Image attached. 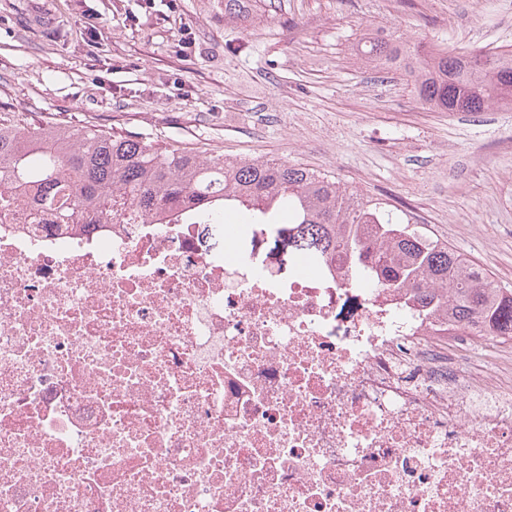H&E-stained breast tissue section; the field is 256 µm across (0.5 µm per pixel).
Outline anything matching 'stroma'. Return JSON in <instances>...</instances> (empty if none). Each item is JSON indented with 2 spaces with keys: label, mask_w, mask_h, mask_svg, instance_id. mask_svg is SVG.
Here are the masks:
<instances>
[{
  "label": "stroma",
  "mask_w": 512,
  "mask_h": 512,
  "mask_svg": "<svg viewBox=\"0 0 512 512\" xmlns=\"http://www.w3.org/2000/svg\"><path fill=\"white\" fill-rule=\"evenodd\" d=\"M512 50V0H0V115L276 158L425 226L512 288V106L434 112L367 36Z\"/></svg>",
  "instance_id": "1"
}]
</instances>
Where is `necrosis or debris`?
I'll list each match as a JSON object with an SVG mask.
<instances>
[{"mask_svg":"<svg viewBox=\"0 0 512 512\" xmlns=\"http://www.w3.org/2000/svg\"><path fill=\"white\" fill-rule=\"evenodd\" d=\"M28 211L0 214V512H512L491 340L259 224Z\"/></svg>","mask_w":512,"mask_h":512,"instance_id":"1","label":"necrosis or debris"}]
</instances>
